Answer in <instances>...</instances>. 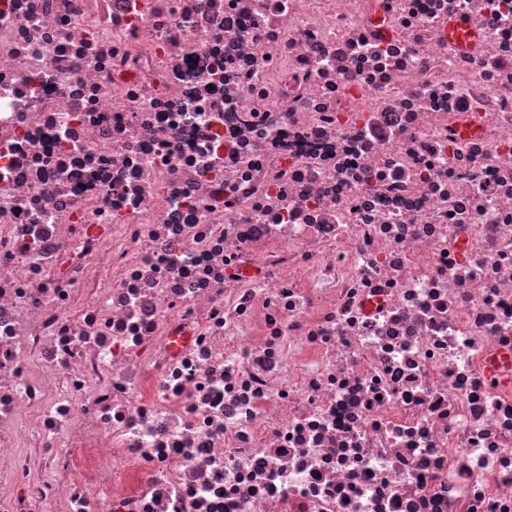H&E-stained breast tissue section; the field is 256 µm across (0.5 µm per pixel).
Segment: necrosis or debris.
Here are the masks:
<instances>
[{"instance_id":"obj_1","label":"necrosis or debris","mask_w":512,"mask_h":512,"mask_svg":"<svg viewBox=\"0 0 512 512\" xmlns=\"http://www.w3.org/2000/svg\"><path fill=\"white\" fill-rule=\"evenodd\" d=\"M511 362L512 0H0V512H512ZM448 38L463 47H470L475 42V31L472 24L464 19H457L446 24Z\"/></svg>"}]
</instances>
